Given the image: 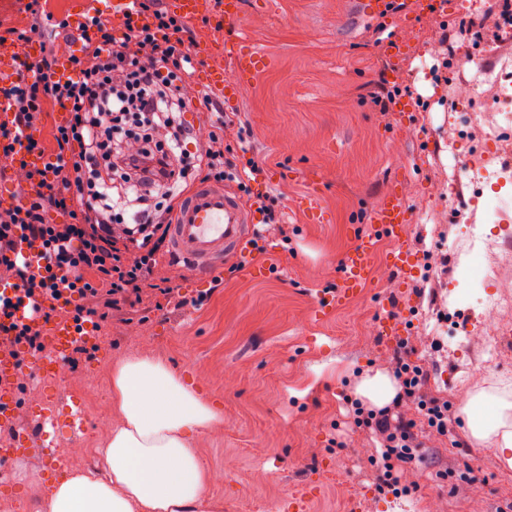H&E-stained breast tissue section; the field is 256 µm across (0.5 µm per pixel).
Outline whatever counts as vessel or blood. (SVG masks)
Here are the masks:
<instances>
[{
	"label": "vessel or blood",
	"instance_id": "obj_1",
	"mask_svg": "<svg viewBox=\"0 0 512 512\" xmlns=\"http://www.w3.org/2000/svg\"><path fill=\"white\" fill-rule=\"evenodd\" d=\"M140 0H109L103 21L121 20L126 15L136 16L139 22H147L146 13L139 10ZM175 8L185 19L205 21L212 25L229 26L236 24L242 14V0H176ZM233 51L236 56L233 75L223 71L213 72L210 82L223 92L225 98L235 99L240 87L253 80L263 67L265 58L261 52L245 43H238ZM35 58L37 51L26 44L0 49V79H14L15 73L5 61L12 54ZM372 221L382 234L395 241L396 246L386 253L385 260L394 270L409 267L411 256L401 246L404 226L410 216L404 199L396 193L387 194L376 209ZM254 231L251 213L241 199L226 188L203 184L189 196L171 226L173 250L195 272H202L221 262L225 256L241 252ZM378 251L374 240H361L342 261L343 277L336 290L323 294L318 300L320 312L341 306L345 300L361 292L370 281V270ZM78 334L71 321L51 322L45 327V338L54 347L52 360L37 357L32 361L36 370L48 372L51 363L64 362L68 350Z\"/></svg>",
	"mask_w": 512,
	"mask_h": 512
}]
</instances>
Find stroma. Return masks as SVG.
Wrapping results in <instances>:
<instances>
[{
    "mask_svg": "<svg viewBox=\"0 0 512 512\" xmlns=\"http://www.w3.org/2000/svg\"><path fill=\"white\" fill-rule=\"evenodd\" d=\"M366 2L275 0L270 12L259 0H244L245 28L270 63L233 102L218 106L245 114L246 144L265 159L253 189L276 197L292 249L284 251L277 231L268 230L267 250L254 258L267 277L244 270L218 286L175 265L180 292L210 290L203 305L160 310L146 298L129 322L136 336L112 321L98 348L76 355L64 374L35 377L18 396L24 415L14 432L31 435L33 452L77 440L88 453L64 463L49 458L38 469L23 456L1 462L0 512H41L59 479L103 473L104 429L117 421L112 371L129 357L166 362L219 410L221 426L193 441L219 512H282L286 498L307 487L308 512H469L475 497L486 512H512V469L493 444L471 442L462 423L458 448L416 429L451 467L449 476L434 464L414 467L404 476L410 493H379L373 442L353 430L349 406L362 379L389 372L396 347L382 343L380 328L389 317L401 322L410 358L423 363L429 395L454 400L463 383L493 399L512 395V344L501 345L491 365L484 342L453 344L486 314L483 304L461 303L462 262L452 247L473 214L431 195L458 164L449 135L461 134L466 152L483 138L451 103L452 86L471 77L462 55L490 65L512 58V34L494 24L496 0H447V15L410 24L404 12H391L387 33L409 51L389 66L373 44ZM442 39L451 44L448 57H430V44ZM382 83L400 86L406 112H379L372 94ZM407 123L418 134L392 157L387 144ZM408 183L417 193L408 202L407 245L418 261L401 274L376 262L365 291L318 315L319 297L339 285L341 260L362 237L392 248L371 217L389 190ZM316 186L327 215L322 224L298 208ZM79 411L89 423L82 432L71 425Z\"/></svg>",
    "mask_w": 512,
    "mask_h": 512,
    "instance_id": "1",
    "label": "stroma"
}]
</instances>
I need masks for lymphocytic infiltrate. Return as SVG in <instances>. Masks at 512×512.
Masks as SVG:
<instances>
[{"label":"lymphocytic infiltrate","mask_w":512,"mask_h":512,"mask_svg":"<svg viewBox=\"0 0 512 512\" xmlns=\"http://www.w3.org/2000/svg\"><path fill=\"white\" fill-rule=\"evenodd\" d=\"M148 23L126 18L108 25L89 18L80 28L47 36L42 30L40 0H28L29 22L0 35V45L37 43L36 62L14 58L16 81L0 86L11 100L20 129L41 124L47 104L66 114L53 135V149L28 138L27 154L49 155L44 168L27 169L32 192L18 205L0 209V336L26 341L32 353L45 349L44 324L17 321V310L32 302L68 294L77 326L101 331L112 320L134 311L152 293L173 297L172 277L164 273L170 215L188 190L184 164L191 135L181 118L183 94L193 85L194 36L184 18L164 0H142ZM67 77H56L59 62ZM233 119L218 113L197 154L206 179L235 184L263 223L287 237L281 215L268 196L253 193L263 162L235 154L224 142ZM39 250L42 262L22 260L19 243ZM398 392L391 405L353 406V425L380 444L377 488L398 492L408 467L426 455L415 428L423 423L440 437L454 436V413L448 401L423 390V369L402 354L391 366ZM417 418H409L406 406Z\"/></svg>","instance_id":"f902f5d3"}]
</instances>
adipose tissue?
Returning a JSON list of instances; mask_svg holds the SVG:
<instances>
[{
  "label": "adipose tissue",
  "mask_w": 512,
  "mask_h": 512,
  "mask_svg": "<svg viewBox=\"0 0 512 512\" xmlns=\"http://www.w3.org/2000/svg\"><path fill=\"white\" fill-rule=\"evenodd\" d=\"M119 419L108 436L106 477L76 472L57 482L44 512H206L209 473L192 446L220 413L180 373L147 357L112 372ZM461 411L472 437L496 441L512 468V403L469 396Z\"/></svg>",
  "instance_id": "adipose-tissue-1"
}]
</instances>
